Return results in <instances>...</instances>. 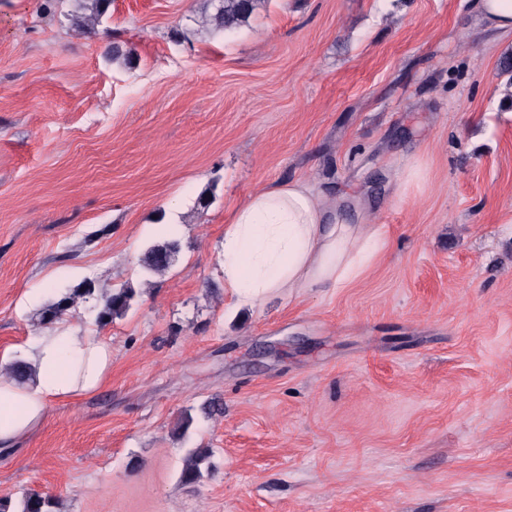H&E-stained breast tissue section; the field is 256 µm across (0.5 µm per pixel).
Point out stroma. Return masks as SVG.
Returning <instances> with one entry per match:
<instances>
[{"label": "stroma", "instance_id": "stroma-1", "mask_svg": "<svg viewBox=\"0 0 512 512\" xmlns=\"http://www.w3.org/2000/svg\"><path fill=\"white\" fill-rule=\"evenodd\" d=\"M41 5L0 0V349L40 331L30 289L134 296L74 318L112 369L0 447V497L512 512V34L472 0H262L231 32L201 27L207 0H112L93 35L76 0ZM288 181L358 197L387 246L349 287L243 303L225 222ZM171 240L166 273L143 269ZM211 457L209 448H194L189 452L184 469L181 472V480L185 484H194L201 477V465Z\"/></svg>", "mask_w": 512, "mask_h": 512}]
</instances>
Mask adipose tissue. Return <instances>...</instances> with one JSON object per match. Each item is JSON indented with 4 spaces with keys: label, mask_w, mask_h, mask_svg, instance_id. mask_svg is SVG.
Returning <instances> with one entry per match:
<instances>
[{
    "label": "adipose tissue",
    "mask_w": 512,
    "mask_h": 512,
    "mask_svg": "<svg viewBox=\"0 0 512 512\" xmlns=\"http://www.w3.org/2000/svg\"><path fill=\"white\" fill-rule=\"evenodd\" d=\"M384 234L366 219L350 220L291 182L260 189L234 209L224 226V286L255 303L282 289L345 288L385 249ZM23 362L28 378L0 377V445L36 426L56 400L96 390L112 367L111 349L90 331L60 319L0 352V367Z\"/></svg>",
    "instance_id": "adipose-tissue-1"
}]
</instances>
